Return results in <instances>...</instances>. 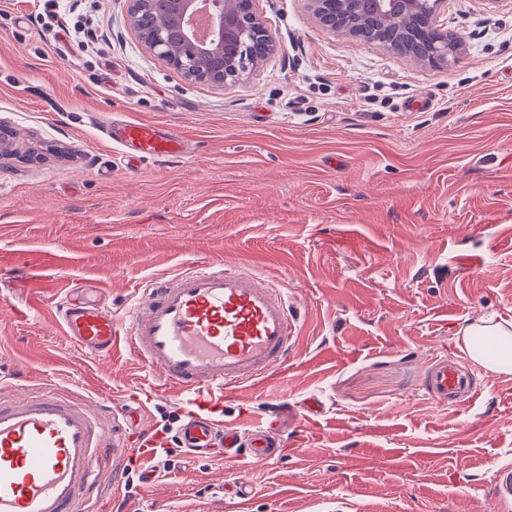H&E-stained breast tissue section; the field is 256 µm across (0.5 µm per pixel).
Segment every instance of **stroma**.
I'll return each mask as SVG.
<instances>
[{
    "mask_svg": "<svg viewBox=\"0 0 512 512\" xmlns=\"http://www.w3.org/2000/svg\"><path fill=\"white\" fill-rule=\"evenodd\" d=\"M253 7L276 49L224 89L152 54L127 0H0V121L15 136L0 160V396L92 406L144 389L127 350L101 361L65 337L54 293L103 288L121 319L152 280L220 258L301 309L286 366L224 397L242 431L276 421L284 455L172 442L153 486L104 473L100 512H499L487 487L512 464V373L479 374L455 406L421 380L429 360L487 345L460 327L512 322V0H448L464 49L442 68L329 34L304 0ZM84 23L90 48L67 33ZM89 112L171 128L191 152L113 169ZM184 407L159 385L141 423L177 430Z\"/></svg>",
    "mask_w": 512,
    "mask_h": 512,
    "instance_id": "stroma-1",
    "label": "stroma"
}]
</instances>
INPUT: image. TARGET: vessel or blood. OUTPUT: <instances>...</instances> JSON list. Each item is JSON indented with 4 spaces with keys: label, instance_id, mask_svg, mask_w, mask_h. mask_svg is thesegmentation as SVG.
Instances as JSON below:
<instances>
[{
    "label": "vessel or blood",
    "instance_id": "obj_1",
    "mask_svg": "<svg viewBox=\"0 0 512 512\" xmlns=\"http://www.w3.org/2000/svg\"><path fill=\"white\" fill-rule=\"evenodd\" d=\"M91 124L120 150L146 160L183 155L174 131L151 123L88 115ZM56 317L65 336L95 357L107 358L119 342L194 403L177 440L196 457L223 449L225 457L247 448L252 459L277 461L285 448L274 425L249 436L215 417L214 403L244 382L283 365L294 346L298 316L282 288L262 272L239 265L209 263L152 281L136 301L123 328L94 288L62 289ZM475 367L445 357L426 367L422 390L438 404L454 406L479 392ZM138 456L144 484L158 470L150 431L133 436L106 429L103 415L53 391L0 403V512H78L100 479L106 461ZM490 492L500 512H512V466L493 471Z\"/></svg>",
    "mask_w": 512,
    "mask_h": 512
}]
</instances>
